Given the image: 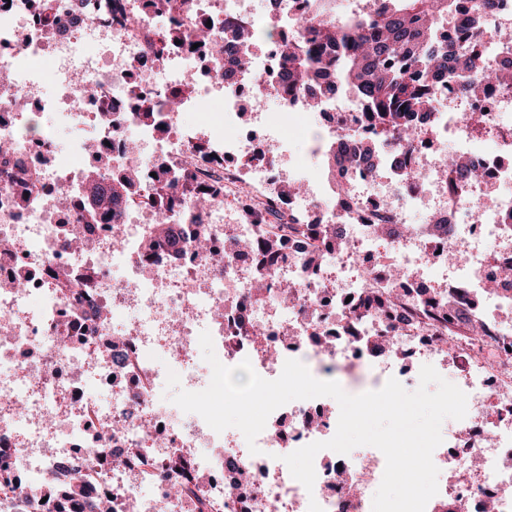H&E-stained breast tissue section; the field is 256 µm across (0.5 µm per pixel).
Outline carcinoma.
I'll return each instance as SVG.
<instances>
[{
    "label": "carcinoma",
    "instance_id": "cac0c4a2",
    "mask_svg": "<svg viewBox=\"0 0 512 512\" xmlns=\"http://www.w3.org/2000/svg\"><path fill=\"white\" fill-rule=\"evenodd\" d=\"M457 2L387 0L381 12L360 16L350 25L340 27L325 20L324 0H308L305 34L281 43L278 83L285 93L294 95L339 85L360 102L380 134H392L403 143L410 142L416 133L412 114L436 110L429 82L437 74L447 73L448 81L472 93L479 92L485 84L512 82V68H482L472 48L464 47L457 52L437 40L436 18L453 10ZM198 37L216 55L234 52L237 68L244 70L250 64V49L258 39L274 42L283 33L256 29L238 35L232 44L210 41L203 32ZM138 112L143 124L161 128L149 99L139 101ZM348 150L354 152V157L375 165L376 145L339 144V152ZM134 184L133 176L123 180L103 178L88 200L94 207L88 211V222L97 221L96 212L130 192ZM253 215L260 223L267 222L268 215L273 217L271 235L258 244V249L273 261L288 247L290 225L284 222V216L273 211L265 213L258 209ZM390 305V299L374 295L360 300L354 311H385ZM62 491V503H74L89 494L78 476L64 484Z\"/></svg>",
    "mask_w": 512,
    "mask_h": 512
}]
</instances>
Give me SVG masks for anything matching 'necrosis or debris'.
<instances>
[{
  "label": "necrosis or debris",
  "mask_w": 512,
  "mask_h": 512,
  "mask_svg": "<svg viewBox=\"0 0 512 512\" xmlns=\"http://www.w3.org/2000/svg\"><path fill=\"white\" fill-rule=\"evenodd\" d=\"M264 2L172 0L168 17L185 43L164 49L148 0H0V143L11 147L0 155V470L18 483L0 487V512H58L51 489L65 461L93 488L95 503L81 512H308L313 501L323 512H372L386 465L378 449L320 451L310 490L284 462L333 437L337 403L289 402L287 436L264 429L255 454L238 429L215 432L198 414L168 405V372L187 391L210 383L204 331L222 364L250 360L268 380L289 359L320 380L341 368L366 370L375 390L406 353L440 372L455 367L467 415L448 437H466L468 446L434 451L438 493L425 512L446 503L472 512L487 499L494 512H512V288L489 283L512 265V86L475 98L434 79L443 107L422 123L403 161L388 135L380 167L338 158L336 177L350 188L341 201L325 189L320 144L363 140L371 130L348 96L319 97L311 173L303 193H288L274 153L287 147L285 129L303 105L269 81L279 64L275 46L253 53L228 84L216 73L231 56L213 58L196 43L205 26L223 37L228 17L299 32L304 0H281L275 15ZM507 29L512 0H493L481 28L461 14L440 24L438 38L473 43L496 62L512 59V43L501 38ZM188 85L181 108L160 114L166 136L138 122L137 96L159 102ZM247 98L280 99L286 111L245 128ZM215 102L219 122L199 142L198 125L183 115ZM30 115L41 120L34 136L22 132ZM69 127L83 132L71 153L84 155V165L56 142V130ZM452 154L480 180L450 191ZM94 169L135 174L141 187L116 203L117 220L89 225L76 204ZM24 170L39 176L25 197L17 181ZM180 174L214 202L195 226L193 203L175 195L169 228L205 235L209 252L187 243L172 257L159 241L150 260L138 238L113 246L119 228L154 223L153 188ZM254 204L286 212L293 226L287 257L270 267H252L235 248L264 231L245 216ZM314 211L335 225L347 250L301 235ZM383 240L401 278L372 263ZM353 258L361 271L345 275ZM451 268L483 305H449L444 288L434 291L435 307L426 305L425 282ZM378 293L391 297L388 312L353 315L351 299ZM175 457L188 461L189 473L172 467Z\"/></svg>",
  "instance_id": "obj_1"
}]
</instances>
